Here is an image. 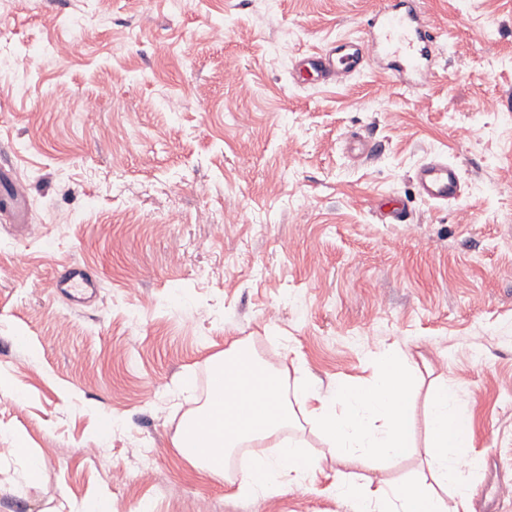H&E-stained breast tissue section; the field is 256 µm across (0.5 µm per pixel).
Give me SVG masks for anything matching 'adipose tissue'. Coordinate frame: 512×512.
Instances as JSON below:
<instances>
[{"mask_svg": "<svg viewBox=\"0 0 512 512\" xmlns=\"http://www.w3.org/2000/svg\"><path fill=\"white\" fill-rule=\"evenodd\" d=\"M375 365L372 382H339L323 392L302 371L291 383H283L271 364L232 345L216 357L208 398L190 412V423L179 429L175 446L186 461L220 481L228 449L277 441L300 406L336 455L375 463L407 458L416 448L417 367L398 350L377 356ZM471 429L472 415L458 389L440 383L427 400L424 455L432 484L411 481L372 489L339 480L336 494L350 502L352 512H470L471 490L463 473L469 466L464 450ZM311 464L303 448L289 445L277 458L256 459L236 492L245 497L276 494L306 474Z\"/></svg>", "mask_w": 512, "mask_h": 512, "instance_id": "1", "label": "adipose tissue"}]
</instances>
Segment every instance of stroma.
Masks as SVG:
<instances>
[{
	"label": "stroma",
	"mask_w": 512,
	"mask_h": 512,
	"mask_svg": "<svg viewBox=\"0 0 512 512\" xmlns=\"http://www.w3.org/2000/svg\"><path fill=\"white\" fill-rule=\"evenodd\" d=\"M381 0H9L0 6V150L31 221L0 219V512L106 498L112 512H350L330 491L426 471L331 455L275 496L229 497L174 446L238 339L281 376L360 382L398 349L473 416V512H512V0H421L435 75L369 63L311 86L302 56L367 38ZM368 136L371 157L349 150ZM459 166L425 200V160ZM401 199L407 223L377 210ZM97 278L55 293L62 265ZM111 424L109 445L94 437ZM25 437L36 477L10 454ZM425 199L443 204L456 201L461 195L460 169L447 159L435 157L424 163L415 174Z\"/></svg>",
	"instance_id": "obj_1"
}]
</instances>
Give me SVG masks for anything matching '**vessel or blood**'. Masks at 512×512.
Masks as SVG:
<instances>
[{"label": "vessel or blood", "instance_id": "vessel-or-blood-1", "mask_svg": "<svg viewBox=\"0 0 512 512\" xmlns=\"http://www.w3.org/2000/svg\"><path fill=\"white\" fill-rule=\"evenodd\" d=\"M418 0H384L368 21L364 41L341 39L323 52L307 55L302 71L321 82L342 79L360 70L364 61L384 62L407 85L424 84L432 74L438 44L436 32L417 7ZM416 181L425 199L443 204L461 195V172L447 159L435 157L419 167ZM55 292H96L98 284L81 265L65 266L51 282Z\"/></svg>", "mask_w": 512, "mask_h": 512}]
</instances>
